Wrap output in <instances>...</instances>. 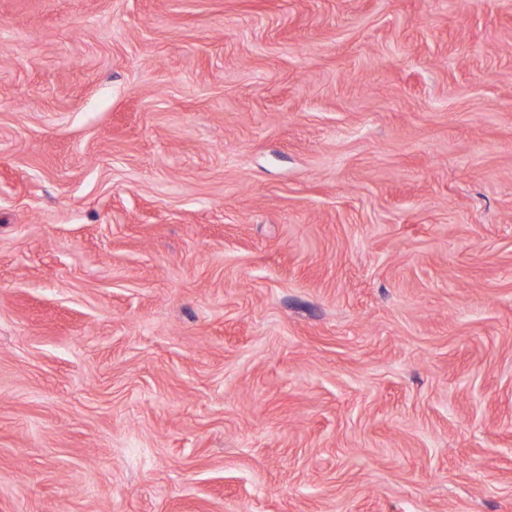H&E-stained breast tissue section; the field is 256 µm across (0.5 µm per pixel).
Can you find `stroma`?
<instances>
[{
    "mask_svg": "<svg viewBox=\"0 0 512 512\" xmlns=\"http://www.w3.org/2000/svg\"><path fill=\"white\" fill-rule=\"evenodd\" d=\"M0 512H512V0H0Z\"/></svg>",
    "mask_w": 512,
    "mask_h": 512,
    "instance_id": "obj_1",
    "label": "stroma"
}]
</instances>
